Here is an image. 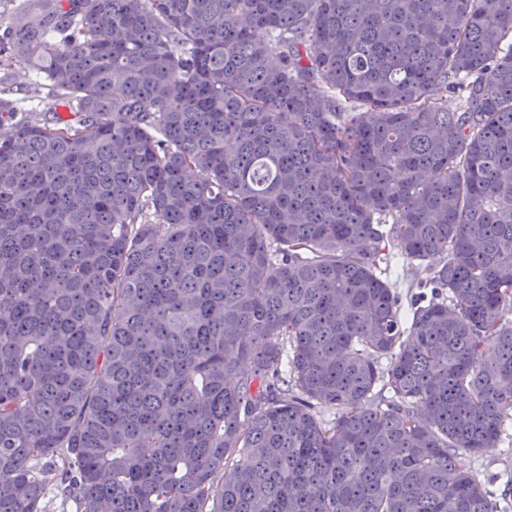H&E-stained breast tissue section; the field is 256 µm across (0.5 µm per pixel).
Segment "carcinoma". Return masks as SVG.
I'll return each mask as SVG.
<instances>
[{
  "label": "carcinoma",
  "mask_w": 512,
  "mask_h": 512,
  "mask_svg": "<svg viewBox=\"0 0 512 512\" xmlns=\"http://www.w3.org/2000/svg\"><path fill=\"white\" fill-rule=\"evenodd\" d=\"M14 16L71 118L0 80V512H497L454 458L512 421V0ZM388 245L441 257L405 324Z\"/></svg>",
  "instance_id": "1"
}]
</instances>
